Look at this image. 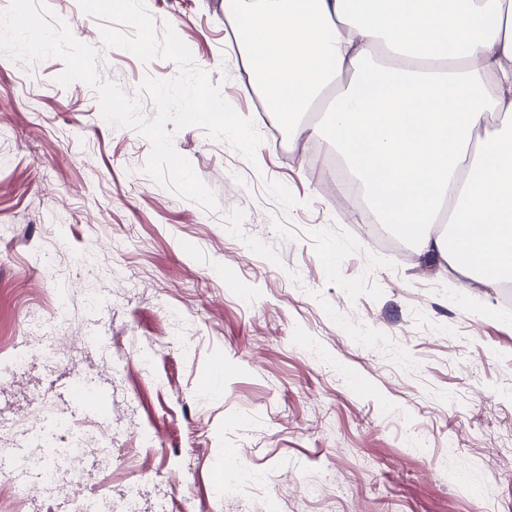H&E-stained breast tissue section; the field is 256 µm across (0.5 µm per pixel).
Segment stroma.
Returning a JSON list of instances; mask_svg holds the SVG:
<instances>
[{
  "instance_id": "obj_1",
  "label": "stroma",
  "mask_w": 512,
  "mask_h": 512,
  "mask_svg": "<svg viewBox=\"0 0 512 512\" xmlns=\"http://www.w3.org/2000/svg\"><path fill=\"white\" fill-rule=\"evenodd\" d=\"M98 55L99 81L138 96L145 64L106 47L77 0H46ZM236 112L242 87L224 0H145ZM60 59L0 55V468L78 445L83 505L137 486L144 512H512V304L497 288L421 268L380 246L310 161L325 142L257 164L196 126L167 124L217 201L212 210L142 172L152 149L103 119L97 93L57 82ZM65 314L56 359L43 322ZM107 392L79 411L74 381ZM40 396L23 440L26 392ZM113 434L102 446L98 433ZM115 462L104 468L106 454ZM264 483H236L234 472ZM237 484L224 497L221 485Z\"/></svg>"
}]
</instances>
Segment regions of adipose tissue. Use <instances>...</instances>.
I'll use <instances>...</instances> for the list:
<instances>
[{"instance_id": "adipose-tissue-1", "label": "adipose tissue", "mask_w": 512, "mask_h": 512, "mask_svg": "<svg viewBox=\"0 0 512 512\" xmlns=\"http://www.w3.org/2000/svg\"><path fill=\"white\" fill-rule=\"evenodd\" d=\"M224 14L244 93L289 141H331L422 260L512 281V0H224ZM491 112L508 124L489 129Z\"/></svg>"}]
</instances>
